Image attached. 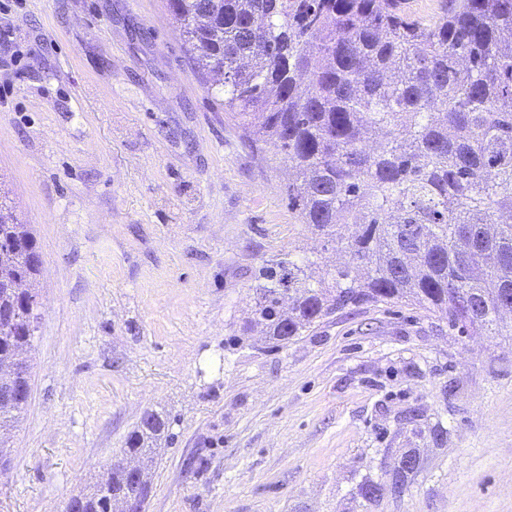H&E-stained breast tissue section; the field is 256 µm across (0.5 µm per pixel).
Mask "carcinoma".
Listing matches in <instances>:
<instances>
[{"label":"carcinoma","mask_w":512,"mask_h":512,"mask_svg":"<svg viewBox=\"0 0 512 512\" xmlns=\"http://www.w3.org/2000/svg\"><path fill=\"white\" fill-rule=\"evenodd\" d=\"M209 91L252 145H273L288 202L348 262L318 274L260 271L253 319L282 347L338 310L411 301L461 332L500 325L512 304V0H448L436 20L401 0H168ZM35 243L0 196V363L32 345L37 318L5 284L37 276ZM0 403V465L29 395ZM166 421L150 412L123 453L144 469ZM364 482L369 503L402 487ZM150 488L113 469L75 506L125 512Z\"/></svg>","instance_id":"obj_1"}]
</instances>
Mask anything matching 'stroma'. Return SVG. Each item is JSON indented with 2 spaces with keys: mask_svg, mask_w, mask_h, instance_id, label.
<instances>
[{
  "mask_svg": "<svg viewBox=\"0 0 512 512\" xmlns=\"http://www.w3.org/2000/svg\"><path fill=\"white\" fill-rule=\"evenodd\" d=\"M206 83L166 0H0V183L41 262L0 512H63L147 410L146 512H512V336L404 301L240 336L263 266L346 255ZM416 465L417 460L415 456L411 454L406 455L402 460L401 470L398 473L399 475L395 477L391 485L386 486L381 483L366 481L359 488L361 497L369 503H375L379 501L388 490L399 491L403 485L401 479L404 477V473L413 471Z\"/></svg>",
  "mask_w": 512,
  "mask_h": 512,
  "instance_id": "1",
  "label": "stroma"
}]
</instances>
